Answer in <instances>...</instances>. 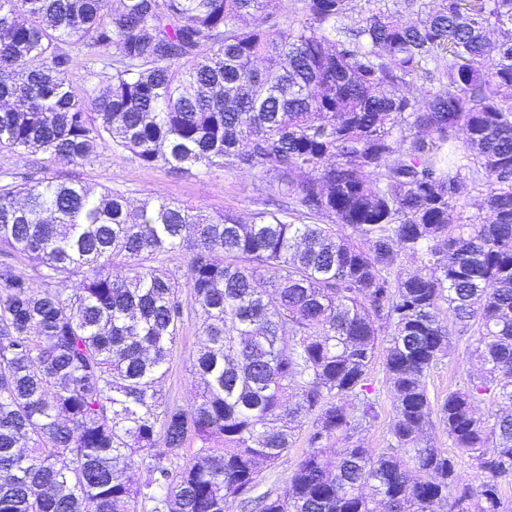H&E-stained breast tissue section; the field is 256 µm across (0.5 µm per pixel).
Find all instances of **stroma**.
Here are the masks:
<instances>
[{"instance_id": "stroma-1", "label": "stroma", "mask_w": 512, "mask_h": 512, "mask_svg": "<svg viewBox=\"0 0 512 512\" xmlns=\"http://www.w3.org/2000/svg\"><path fill=\"white\" fill-rule=\"evenodd\" d=\"M35 168L44 177L70 178L94 187L104 185L122 190L134 202L147 194L158 193L210 213L227 210L245 219L254 213L260 198L276 190L273 181L262 182L252 175L227 169L204 174L193 167L177 173L148 168L127 152L108 151L99 161L84 165L49 161L40 155L22 157L0 152V171L26 172ZM200 339L198 324L188 322L162 382L163 392L171 400L187 404L195 396L191 362ZM469 347L468 337H453L451 362L440 363L427 379L431 396L445 395L466 382L470 369Z\"/></svg>"}]
</instances>
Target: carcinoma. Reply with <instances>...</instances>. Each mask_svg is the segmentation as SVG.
Returning a JSON list of instances; mask_svg holds the SVG:
<instances>
[{
  "label": "carcinoma",
  "instance_id": "1",
  "mask_svg": "<svg viewBox=\"0 0 512 512\" xmlns=\"http://www.w3.org/2000/svg\"><path fill=\"white\" fill-rule=\"evenodd\" d=\"M350 2L0 0L1 153L120 150L278 195L244 224L4 173L0 512H512V411L475 412L512 405V38L487 39L512 0ZM418 82L420 100L387 93ZM465 178L489 217L457 211ZM192 319L181 406L161 384ZM452 325L476 373L433 400ZM379 354L381 451L355 437L380 417ZM434 418L477 483L421 444ZM306 419L281 491L255 495ZM371 377L374 380V386L379 390V401L382 409L381 417L371 426H367L362 430L361 436L367 448H387L389 443V434L387 432L388 422L392 414L391 400L385 390L382 389V381L384 378L382 360L377 358L372 366Z\"/></svg>",
  "mask_w": 512,
  "mask_h": 512
}]
</instances>
